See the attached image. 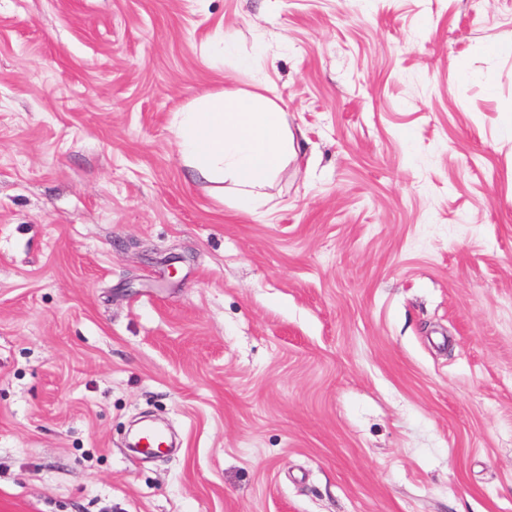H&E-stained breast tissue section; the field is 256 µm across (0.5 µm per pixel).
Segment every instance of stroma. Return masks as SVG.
Returning <instances> with one entry per match:
<instances>
[{
  "label": "stroma",
  "mask_w": 512,
  "mask_h": 512,
  "mask_svg": "<svg viewBox=\"0 0 512 512\" xmlns=\"http://www.w3.org/2000/svg\"><path fill=\"white\" fill-rule=\"evenodd\" d=\"M508 42L512 0H0V512H512ZM225 90L297 144L250 212L173 127Z\"/></svg>",
  "instance_id": "1"
}]
</instances>
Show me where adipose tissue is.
Here are the masks:
<instances>
[{
    "label": "adipose tissue",
    "mask_w": 512,
    "mask_h": 512,
    "mask_svg": "<svg viewBox=\"0 0 512 512\" xmlns=\"http://www.w3.org/2000/svg\"><path fill=\"white\" fill-rule=\"evenodd\" d=\"M174 127L191 174L231 182L235 205L243 211L253 209L259 189L295 153L280 108L258 93L230 90L207 96L177 113Z\"/></svg>",
    "instance_id": "adipose-tissue-1"
}]
</instances>
